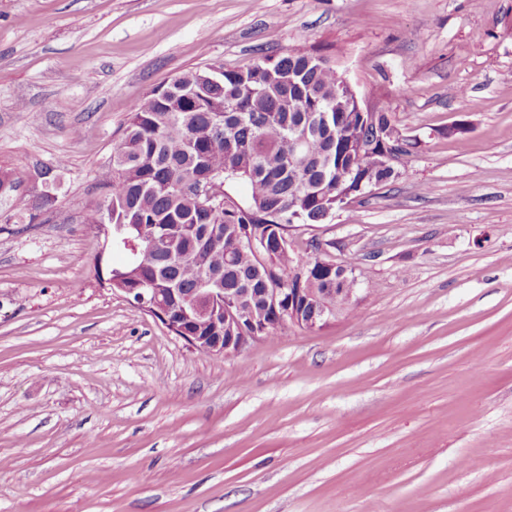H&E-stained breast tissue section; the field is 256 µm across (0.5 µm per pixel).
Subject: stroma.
I'll return each mask as SVG.
<instances>
[{
    "label": "stroma",
    "mask_w": 512,
    "mask_h": 512,
    "mask_svg": "<svg viewBox=\"0 0 512 512\" xmlns=\"http://www.w3.org/2000/svg\"><path fill=\"white\" fill-rule=\"evenodd\" d=\"M298 49L421 143L295 233L355 311L214 358L97 282L84 213L147 92ZM15 169L57 202L0 197V512H512V0H0ZM3 173L10 175L13 178L12 185L8 187L2 194H8L7 196L12 197V210L10 214L12 217L16 218L14 224H22V222L19 220L27 213L30 205L31 209L28 211V214L29 219L32 222H35L38 219L42 211H48L54 208L55 204L53 206H47L43 203L42 198L40 201L39 197L42 193L34 197L35 201L34 203H31L30 198L26 194L18 192L19 187L23 181V176L19 172L10 171Z\"/></svg>",
    "instance_id": "1"
}]
</instances>
